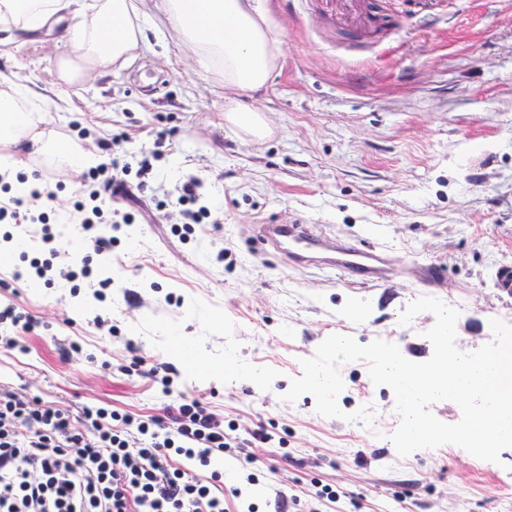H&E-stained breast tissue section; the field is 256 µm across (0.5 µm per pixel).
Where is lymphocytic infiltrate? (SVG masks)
I'll return each instance as SVG.
<instances>
[{
  "label": "lymphocytic infiltrate",
  "instance_id": "obj_1",
  "mask_svg": "<svg viewBox=\"0 0 512 512\" xmlns=\"http://www.w3.org/2000/svg\"><path fill=\"white\" fill-rule=\"evenodd\" d=\"M127 170L115 159L92 172L99 190L90 203L73 205L83 232L99 224L118 232L133 223L131 213L99 203L102 193H124ZM26 200L0 204V223L38 227L49 257L31 261L35 279L51 286L81 276L95 297H103L109 280L93 277L90 266L77 272L62 261L45 214L33 212ZM271 439L262 429L242 436L237 424H225L222 415L185 395L164 416L145 421L105 408L75 416L24 390L1 387L0 512H225L218 474H188L176 467V457L206 467L226 450Z\"/></svg>",
  "mask_w": 512,
  "mask_h": 512
}]
</instances>
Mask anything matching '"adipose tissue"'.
Returning a JSON list of instances; mask_svg holds the SVG:
<instances>
[{
	"label": "adipose tissue",
	"mask_w": 512,
	"mask_h": 512,
	"mask_svg": "<svg viewBox=\"0 0 512 512\" xmlns=\"http://www.w3.org/2000/svg\"><path fill=\"white\" fill-rule=\"evenodd\" d=\"M178 44L203 78L255 92L267 86L279 62V39L260 0H158ZM154 28L139 0H0V60L38 50L55 37L67 51L56 68L61 82L81 83L97 68L127 59ZM57 104L35 80L0 71V175L12 179L20 155L44 156L57 168L82 172L98 155L57 138L47 119Z\"/></svg>",
	"instance_id": "1"
}]
</instances>
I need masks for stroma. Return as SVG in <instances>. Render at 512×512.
Here are the masks:
<instances>
[{
  "label": "stroma",
  "instance_id": "35a3bbf8",
  "mask_svg": "<svg viewBox=\"0 0 512 512\" xmlns=\"http://www.w3.org/2000/svg\"><path fill=\"white\" fill-rule=\"evenodd\" d=\"M261 5L279 34V66L266 88L239 97L272 129L260 142L225 123L223 87L196 75L166 27L132 66L75 85L56 75L62 43L20 56V79L74 103L49 115L61 137L106 163L158 159L148 189L136 169L126 173L122 205L135 222L111 252L94 254L78 225L55 229L70 262L91 258L111 279L105 301L34 283L29 261L46 257L39 236L0 225L27 243L26 259L0 261V298L36 324L23 350L0 342V385L76 413L147 418L172 403L148 371L172 368L177 389L210 411L284 439L254 449V462L234 457L229 512H275L280 482L297 494L335 485L344 512H512V448L497 463L453 444L402 457L390 438L318 414L311 395L282 399L333 334L362 345L393 336L405 358L428 360L434 316L399 323L416 298L466 301L456 326L465 352L492 341L494 316L512 314V294L496 286L512 267V0H377L379 27L353 31L338 22L341 0ZM190 178L211 217L185 237L175 231L177 188ZM298 223L385 247L395 269L370 286L294 269L257 227ZM411 263L436 265L443 287L417 282ZM98 314L117 336L94 326ZM198 357L220 372L198 370ZM338 371L342 410L365 406L374 423L397 428L394 393L373 384L366 361Z\"/></svg>",
  "mask_w": 512,
  "mask_h": 512
}]
</instances>
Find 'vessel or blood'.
Instances as JSON below:
<instances>
[{
	"label": "vessel or blood",
	"mask_w": 512,
	"mask_h": 512,
	"mask_svg": "<svg viewBox=\"0 0 512 512\" xmlns=\"http://www.w3.org/2000/svg\"><path fill=\"white\" fill-rule=\"evenodd\" d=\"M260 233L266 242L287 254L294 267L333 270L352 283H379L386 266L383 251L349 246L311 224H265Z\"/></svg>",
	"instance_id": "vessel-or-blood-1"
}]
</instances>
